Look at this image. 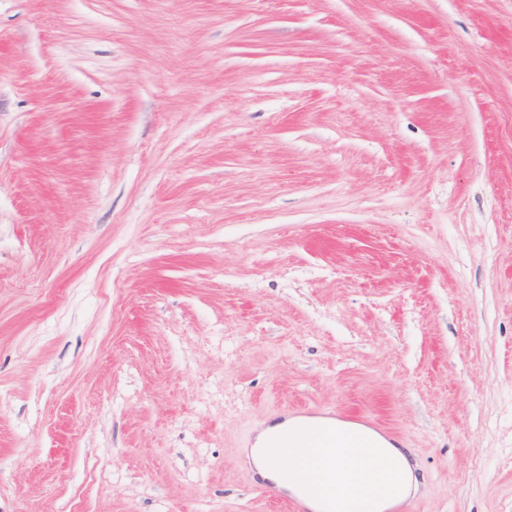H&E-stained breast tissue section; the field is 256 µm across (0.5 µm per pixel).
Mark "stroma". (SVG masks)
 Listing matches in <instances>:
<instances>
[{
    "label": "stroma",
    "instance_id": "1",
    "mask_svg": "<svg viewBox=\"0 0 512 512\" xmlns=\"http://www.w3.org/2000/svg\"><path fill=\"white\" fill-rule=\"evenodd\" d=\"M288 408L512 512V0H0V512H293ZM326 421L320 420H298L288 419L283 423L270 426L262 431L256 439L252 450V457L259 473L270 480L284 491L293 496L299 497L302 488L296 483V463L300 470L307 467V462L302 458L308 457L313 448L303 446L306 437L310 433L322 429L326 426ZM277 438L282 447H288L285 452H275L270 457L264 456L258 452L259 448H266L270 451V440ZM284 460H288L285 463Z\"/></svg>",
    "mask_w": 512,
    "mask_h": 512
}]
</instances>
